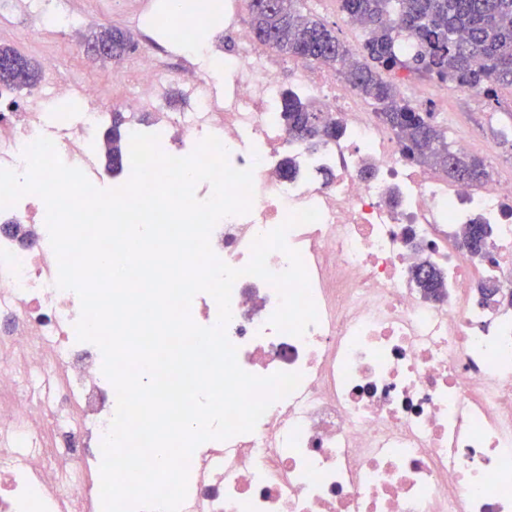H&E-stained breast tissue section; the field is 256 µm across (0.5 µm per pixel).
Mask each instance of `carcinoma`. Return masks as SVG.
Here are the masks:
<instances>
[{"instance_id": "obj_1", "label": "carcinoma", "mask_w": 512, "mask_h": 512, "mask_svg": "<svg viewBox=\"0 0 512 512\" xmlns=\"http://www.w3.org/2000/svg\"><path fill=\"white\" fill-rule=\"evenodd\" d=\"M298 0H270L257 9L247 0L250 27L262 45L282 54L340 68L343 79L374 106L376 119L399 138L405 158L434 165L448 179L468 185L490 177L484 159L453 148L448 130L434 114L413 106L398 86L387 79L397 70L435 76L456 88L489 101L498 100L501 89H512V0H339L348 18L357 20L364 32L362 58L345 66L350 48L323 20L296 8ZM107 41L110 58L122 60L135 49L130 33L117 26L90 32L88 41ZM411 41L415 50L402 54ZM21 62L29 75L25 89L41 78L39 69L15 49L0 45V85L16 88L4 66ZM278 112L292 138L315 145L334 141L344 134L343 125L292 89L281 92ZM125 117L112 114L106 136L108 167L118 171L127 157ZM489 224H470L465 240L486 245ZM419 287L437 296L442 287L440 272L420 267L415 273Z\"/></svg>"}]
</instances>
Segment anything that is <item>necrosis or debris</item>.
<instances>
[{
	"instance_id": "necrosis-or-debris-1",
	"label": "necrosis or debris",
	"mask_w": 512,
	"mask_h": 512,
	"mask_svg": "<svg viewBox=\"0 0 512 512\" xmlns=\"http://www.w3.org/2000/svg\"><path fill=\"white\" fill-rule=\"evenodd\" d=\"M240 3L224 0L223 82L190 61L176 69L146 39L108 84L52 69L22 103L0 87V168L24 173L25 148L45 136L100 188L107 87L134 133L136 113L178 81L190 107L162 115L174 156L213 135L232 167L253 171L250 213L210 237L231 267L291 212H320L286 236L317 322L300 338L277 331V290L243 276L227 326L243 370L301 381L253 432L196 447L180 512H512V304L478 292L484 279L512 294V174L473 186L414 167L349 84L261 47ZM288 73L342 120L341 138L315 149L289 138L275 112ZM70 96L83 111L48 121L45 105ZM287 158L296 172L285 178ZM45 220L33 194L0 209V512H92L117 397L99 348L76 337L80 301L55 285ZM476 222L493 228L480 255L463 245ZM422 265L443 272L439 298L416 288Z\"/></svg>"
}]
</instances>
